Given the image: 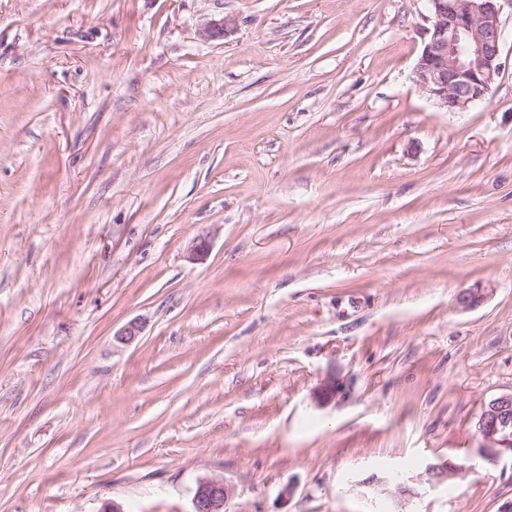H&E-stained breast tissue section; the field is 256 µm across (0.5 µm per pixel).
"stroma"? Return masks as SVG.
<instances>
[{
    "mask_svg": "<svg viewBox=\"0 0 512 512\" xmlns=\"http://www.w3.org/2000/svg\"><path fill=\"white\" fill-rule=\"evenodd\" d=\"M428 15L0 0V512H192L203 477L227 512L512 500L476 431L512 393V8L464 112L414 81ZM462 469V466L450 459L447 461L444 460L437 463H430L426 466L423 475L419 476V480L422 477H426L424 483L428 484L429 487L434 488L445 480L457 477L461 473ZM232 493V488L222 478H201L194 491L192 512H226Z\"/></svg>",
    "mask_w": 512,
    "mask_h": 512,
    "instance_id": "obj_1",
    "label": "stroma"
}]
</instances>
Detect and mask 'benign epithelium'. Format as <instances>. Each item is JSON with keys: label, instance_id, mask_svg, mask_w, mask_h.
<instances>
[{"label": "benign epithelium", "instance_id": "7a95c632", "mask_svg": "<svg viewBox=\"0 0 512 512\" xmlns=\"http://www.w3.org/2000/svg\"><path fill=\"white\" fill-rule=\"evenodd\" d=\"M428 38L414 67L416 82L447 112H462L483 101L501 68L503 0H428ZM234 21H208L200 31L205 41L222 40ZM141 325L130 322L115 334L122 344L134 342ZM481 439L478 455L494 462L512 454V393L491 399L477 421ZM462 466L452 460L430 463L423 476L433 488L458 476ZM232 488L217 477L198 481L192 512H226Z\"/></svg>", "mask_w": 512, "mask_h": 512}]
</instances>
